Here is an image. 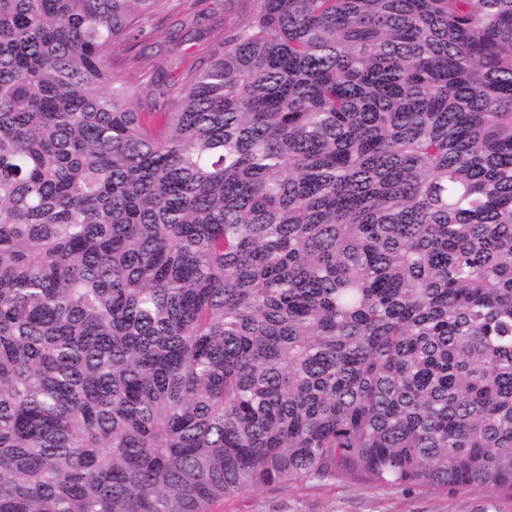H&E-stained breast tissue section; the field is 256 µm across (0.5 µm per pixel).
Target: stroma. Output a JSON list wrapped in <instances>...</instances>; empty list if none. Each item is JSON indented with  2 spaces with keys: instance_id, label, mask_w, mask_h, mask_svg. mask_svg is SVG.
I'll list each match as a JSON object with an SVG mask.
<instances>
[{
  "instance_id": "obj_1",
  "label": "stroma",
  "mask_w": 512,
  "mask_h": 512,
  "mask_svg": "<svg viewBox=\"0 0 512 512\" xmlns=\"http://www.w3.org/2000/svg\"><path fill=\"white\" fill-rule=\"evenodd\" d=\"M199 35L181 48L178 69H162L157 46L169 22L158 19L145 29L132 53L115 48L118 72L140 86L164 79L175 84L179 70L199 64L213 37L214 27L231 26L237 19L228 0H185ZM216 512H512V501L487 492L375 487L359 481L305 480L286 487L262 489L245 497L225 498Z\"/></svg>"
}]
</instances>
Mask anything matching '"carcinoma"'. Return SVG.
I'll use <instances>...</instances> for the list:
<instances>
[{"mask_svg": "<svg viewBox=\"0 0 512 512\" xmlns=\"http://www.w3.org/2000/svg\"><path fill=\"white\" fill-rule=\"evenodd\" d=\"M242 2L0 0V512L512 500V0ZM181 3V9L187 10L190 20L194 18V22L197 21L196 29L200 31V35L182 46L178 70L167 68L166 61L155 54L158 44L163 41V32L171 22V19L160 18L146 27L144 37L137 47L131 50L129 57L123 51L124 45L115 48L114 62L118 72L143 87L155 84L159 73L169 85H173L179 71L194 67L205 56L214 35L213 29L229 27L237 19L236 11L231 9L233 5L225 0H189ZM213 21L217 23L213 24ZM134 55L136 58L132 60ZM161 65L164 73L160 71ZM216 512H512L492 493L375 487L359 481L305 480L245 497L231 496Z\"/></svg>", "mask_w": 512, "mask_h": 512, "instance_id": "carcinoma-1", "label": "carcinoma"}]
</instances>
